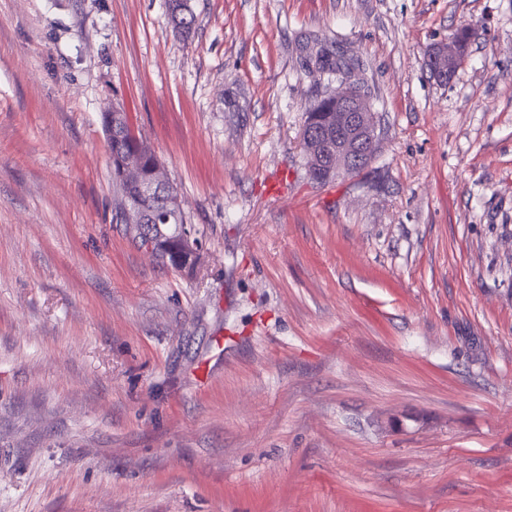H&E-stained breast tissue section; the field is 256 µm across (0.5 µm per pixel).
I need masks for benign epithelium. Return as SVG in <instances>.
<instances>
[{
	"label": "benign epithelium",
	"mask_w": 512,
	"mask_h": 512,
	"mask_svg": "<svg viewBox=\"0 0 512 512\" xmlns=\"http://www.w3.org/2000/svg\"><path fill=\"white\" fill-rule=\"evenodd\" d=\"M465 43L451 36L445 41L433 44L427 50L424 66L430 77L439 83H448V73L462 67L466 60ZM330 103L326 129L310 143L312 157L329 161V170L336 173L357 169L377 150V113L369 97L352 83L340 84L327 96ZM120 178L136 187L140 198L124 202L121 222L132 227L146 221V211L140 199L149 198L161 189L168 194L161 220L167 225L183 213L181 200L176 188L170 182L161 161L156 159L149 168L135 157L119 164ZM179 241L182 250L197 255L203 247V237L197 227L191 224L179 225Z\"/></svg>",
	"instance_id": "benign-epithelium-1"
}]
</instances>
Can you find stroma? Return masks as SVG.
<instances>
[{"instance_id":"35a3bbf8","label":"stroma","mask_w":512,"mask_h":512,"mask_svg":"<svg viewBox=\"0 0 512 512\" xmlns=\"http://www.w3.org/2000/svg\"><path fill=\"white\" fill-rule=\"evenodd\" d=\"M190 6L0 0V512H512V0ZM322 45L379 147L320 184ZM115 108L194 268L112 220ZM168 2L174 28L180 33L189 34L195 17L188 0H169ZM448 40L433 44L427 50L424 66L430 77L439 83H448V72L458 70L466 60L469 33L467 28L457 29ZM466 44V45H465ZM321 55H318L316 60H312L314 65H318L320 68L325 70L327 75H345L349 76L352 74V70L350 64L346 63L339 57L336 60V52L330 51L329 49H321L318 51Z\"/></svg>"}]
</instances>
